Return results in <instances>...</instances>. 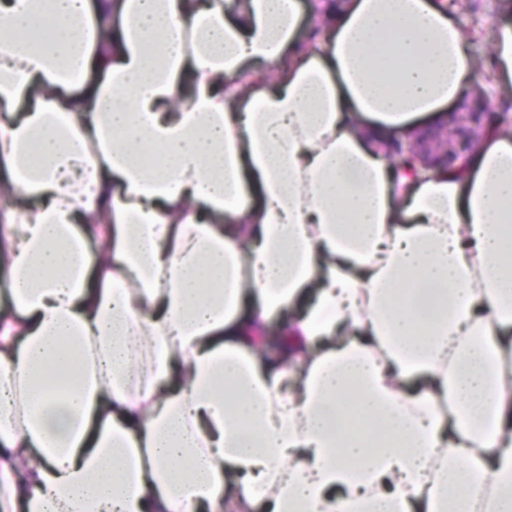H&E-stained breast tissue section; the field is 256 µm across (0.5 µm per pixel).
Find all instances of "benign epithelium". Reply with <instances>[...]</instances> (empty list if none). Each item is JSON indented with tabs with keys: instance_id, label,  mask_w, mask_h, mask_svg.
I'll return each mask as SVG.
<instances>
[{
	"instance_id": "1",
	"label": "benign epithelium",
	"mask_w": 512,
	"mask_h": 512,
	"mask_svg": "<svg viewBox=\"0 0 512 512\" xmlns=\"http://www.w3.org/2000/svg\"><path fill=\"white\" fill-rule=\"evenodd\" d=\"M488 122L485 112H460L457 115V125L445 130L444 141L434 142L428 139L397 143L393 146V158L396 163L407 161L409 167L406 174L413 176L418 167L443 162L448 166L457 161L465 160L473 151L479 139L473 132Z\"/></svg>"
}]
</instances>
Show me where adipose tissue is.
Listing matches in <instances>:
<instances>
[{"label":"adipose tissue","mask_w":512,"mask_h":512,"mask_svg":"<svg viewBox=\"0 0 512 512\" xmlns=\"http://www.w3.org/2000/svg\"><path fill=\"white\" fill-rule=\"evenodd\" d=\"M489 21L485 73L440 0H0V499L512 512V120L392 160L512 92ZM455 128L445 130L444 141L434 142L428 139L396 143L393 146L394 163L400 166L406 160L410 166L405 168L406 174L416 175L419 166H428L436 162H443L448 166L457 161H464L473 151L480 137L475 138L473 132L488 122L486 112H460L457 113ZM444 145V150L442 146ZM448 146L452 150L448 153Z\"/></svg>","instance_id":"ef3b65f1"}]
</instances>
